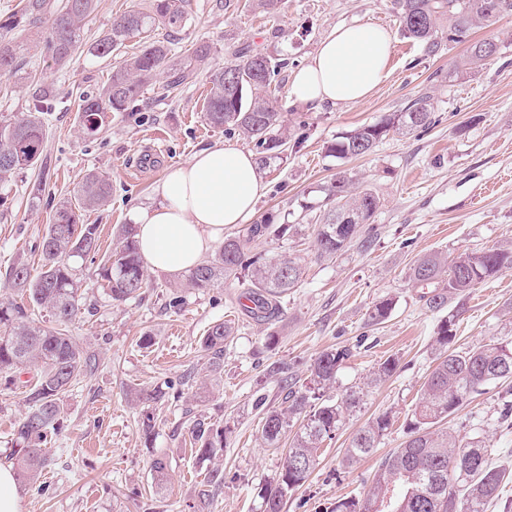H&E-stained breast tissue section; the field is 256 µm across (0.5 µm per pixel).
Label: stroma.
I'll return each mask as SVG.
<instances>
[{"label": "stroma", "instance_id": "1", "mask_svg": "<svg viewBox=\"0 0 512 512\" xmlns=\"http://www.w3.org/2000/svg\"><path fill=\"white\" fill-rule=\"evenodd\" d=\"M149 3L98 0L82 25L84 46H91L113 18L133 6L148 10ZM187 11L189 21L175 36L169 61L145 88L137 111L110 113L93 136L80 128V99L103 90L110 63L82 56L60 69L35 33L18 34L20 70L0 83V120L31 109L36 81L51 84L53 95L43 112L46 145L40 161L0 182V299L21 306L40 325L54 326L49 310L7 288L6 276L20 262L31 273L40 272L45 228L86 175H104L112 184L108 202L81 216L82 223L98 225L100 249L106 252L113 227L130 223L132 211L149 202L168 166L226 141L254 150L248 138L225 135L205 121L206 71L178 90L167 86L174 69L202 43L210 45L216 66L245 61L253 50L288 62L274 97L290 137L281 156L261 168L267 191L252 220L286 224L290 230L260 238L252 247L296 258L302 277L269 324L241 312V280L194 290L185 287L184 276L151 270L141 298L112 303L98 284L97 264L84 261L78 271L82 310L68 331L95 356L97 368L61 398V427L45 445L51 467L37 480H18L22 512H257V493L274 477L282 455L264 446L256 406L261 397L271 404L282 400L270 364L286 362L303 380L322 351L349 346L354 355L339 371L337 388H364V403L345 413L333 439L322 443L315 469L283 509L329 512L336 500L361 492L378 458L402 447L406 424L435 366L441 314L429 309L422 289L410 284L414 261L434 251L454 256L512 247V14L501 17L495 29L477 31V38H494L500 49L469 69L465 44L446 42L430 55L422 44L404 38L392 0H282L275 10L262 8L258 0H187ZM364 23L382 26L392 36L388 79L356 103L294 102L293 71L309 62L336 27ZM422 96L434 106L436 122L428 129L389 134L371 153L346 161L327 154V145L343 133ZM341 168L375 188L381 205L344 252L323 260L315 246L317 216L301 206L322 200L324 187ZM176 290L184 300L177 311L168 307ZM384 297L394 300L391 317L366 325L368 308ZM224 321L232 323L234 334L224 344L219 384L207 388L209 363L201 342L213 324ZM455 329L460 350L512 336V269L462 299ZM391 355L399 359V371L368 386L372 368ZM33 376L24 371L10 384L0 375V465L16 464L12 426L27 409L26 383ZM169 385L178 395L154 404L155 433L144 441L143 397ZM508 402L512 380L488 386L444 422L459 434L484 438L493 465L511 473L487 512H512V419L500 415ZM382 414L390 425L374 456L344 468L349 441ZM197 418L223 428V456L205 461L197 456L190 433ZM159 455L167 461L161 481L151 469ZM216 470L223 477L220 488L202 496Z\"/></svg>", "mask_w": 512, "mask_h": 512}]
</instances>
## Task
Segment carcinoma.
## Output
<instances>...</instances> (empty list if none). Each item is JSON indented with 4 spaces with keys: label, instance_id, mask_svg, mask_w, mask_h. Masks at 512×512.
<instances>
[{
    "label": "carcinoma",
    "instance_id": "obj_1",
    "mask_svg": "<svg viewBox=\"0 0 512 512\" xmlns=\"http://www.w3.org/2000/svg\"><path fill=\"white\" fill-rule=\"evenodd\" d=\"M97 0H21L20 9L0 18V81L9 80L19 69L20 45L10 33L36 30L45 54L59 68L72 63L81 44V23L96 8ZM403 34L435 53L441 46L439 23L451 21L446 39L469 42L476 29L495 25L512 13V0H394ZM188 13L184 0H152L150 9L131 8L112 20L110 28L88 49L91 59H110L124 42L146 35L142 49L133 57L119 59L111 67V77L103 93L85 95L80 104V125L92 135L101 130L116 111L134 110L142 88L168 61L171 37L185 27ZM492 39L470 42L466 64L476 65L499 52ZM210 47L199 46L181 72L173 75L176 88L209 63ZM287 62L266 53H255L242 63H226L211 68L210 91L205 105L206 120L230 135L242 132L250 137L261 154L287 145L284 120L272 103V88ZM247 75L239 102L227 92L238 74ZM49 90L33 93V109L14 120L0 124V181L17 170L38 163L44 151L45 128L37 115L47 103ZM434 123L430 100L418 98L399 112H391L372 124L356 127L326 147L338 159H351L373 151L390 133L409 134ZM111 193L108 179L89 175L74 200L62 204L42 240L44 264L33 277L24 264L11 268L7 286L28 297L30 302L49 310L57 323L54 328L26 319L24 310L0 301V373L36 370L35 382L26 391L27 412L14 425L17 461L21 475L33 480L47 467L49 457L42 448L48 434L59 429L60 400L72 383L92 371V356L84 353L67 334V326L81 313L79 281L75 262L99 251L98 227L80 223L81 212L107 201ZM321 204L304 205L319 210L316 246L320 257L334 258L370 223L379 209L380 197L370 188L357 191L350 170L336 172L323 189ZM271 233V225L261 222L247 233L229 236L214 257L189 272L186 287L211 288L224 278H243L241 298L250 302L242 309L270 320L281 309V299L295 287L298 263L279 254L262 257L252 253L253 241ZM512 268V249L463 253L452 259L441 252L418 257L410 268L409 281L415 287L432 288L423 293L426 304L440 311L504 269ZM99 276L108 298L125 302L139 297L147 278L132 224L116 230L110 253L99 262ZM392 311V300L382 299L366 313V323H384ZM455 314L448 312L437 328V364L430 373L407 424L404 446L384 458L370 484L360 495L336 501L330 512H486L499 497L505 471L492 466L488 448L477 437L460 436L438 425L484 388L500 380L512 379V336L491 340L468 350L451 348L455 340ZM233 335L228 323H216L201 343L209 357L210 372H220L224 342ZM353 356L350 347L322 351L309 368L308 382L301 384L288 364L274 363L276 376L285 396L278 406L263 408L261 436L268 448L277 449L297 427L289 448L282 454L275 477L257 494L258 512H282L288 495L301 485L316 465L317 450L333 438L344 413L357 408L361 392L346 389L332 398L343 364ZM400 368L398 358L389 356L376 364L371 382L376 384ZM390 425V418L379 416L350 441L344 463L352 466L370 456ZM191 435L196 453L203 459L224 452V430L203 419L193 421Z\"/></svg>",
    "mask_w": 512,
    "mask_h": 512
}]
</instances>
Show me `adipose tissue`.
I'll return each mask as SVG.
<instances>
[{
  "instance_id": "obj_1",
  "label": "adipose tissue",
  "mask_w": 512,
  "mask_h": 512,
  "mask_svg": "<svg viewBox=\"0 0 512 512\" xmlns=\"http://www.w3.org/2000/svg\"><path fill=\"white\" fill-rule=\"evenodd\" d=\"M391 36L372 24L342 26L297 70L291 93L302 103L367 99L388 76ZM266 192L254 153L232 143L196 152L171 166L156 200L131 219L144 263L179 274L200 264L225 227L243 223Z\"/></svg>"
}]
</instances>
